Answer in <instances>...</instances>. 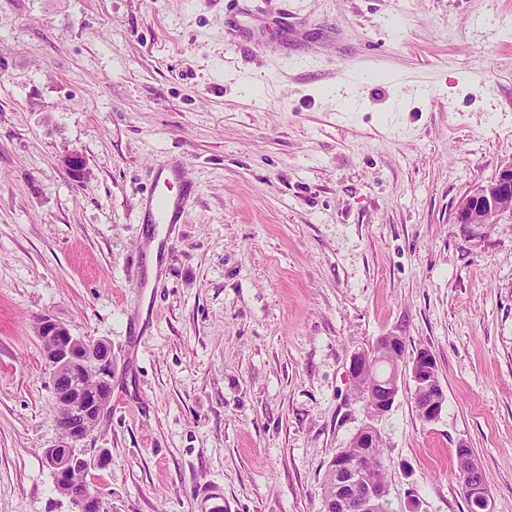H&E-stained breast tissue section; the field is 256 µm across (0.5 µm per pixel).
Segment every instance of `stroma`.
I'll use <instances>...</instances> for the list:
<instances>
[{
    "instance_id": "1",
    "label": "stroma",
    "mask_w": 512,
    "mask_h": 512,
    "mask_svg": "<svg viewBox=\"0 0 512 512\" xmlns=\"http://www.w3.org/2000/svg\"><path fill=\"white\" fill-rule=\"evenodd\" d=\"M511 161L512 0H0V512H71L44 316L112 347L108 512H325L368 423L391 512H470L462 446L512 512V213L456 221ZM390 334L433 353L434 422L407 377L356 401ZM181 177L178 164H159L154 175V190L139 203L144 224H168L165 238L167 232L173 231V224H183L186 219L188 193L186 185H181ZM177 186L179 189L174 192ZM377 344L381 345V352L379 346H375L373 351L357 352L351 356L350 372L358 385L365 381L371 365L384 367L382 377L365 384L363 394H359V400L369 413L373 417H382L392 408L400 389L406 344L402 337L395 335L382 336Z\"/></svg>"
}]
</instances>
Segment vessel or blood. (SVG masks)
I'll return each mask as SVG.
<instances>
[{
  "label": "vessel or blood",
  "instance_id": "vessel-or-blood-1",
  "mask_svg": "<svg viewBox=\"0 0 512 512\" xmlns=\"http://www.w3.org/2000/svg\"><path fill=\"white\" fill-rule=\"evenodd\" d=\"M181 177L179 165L168 162L158 165L154 175V189L139 203L144 223H184L188 194L180 186Z\"/></svg>",
  "mask_w": 512,
  "mask_h": 512
}]
</instances>
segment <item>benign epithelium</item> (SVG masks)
Returning a JSON list of instances; mask_svg holds the SVG:
<instances>
[{"instance_id": "1", "label": "benign epithelium", "mask_w": 512, "mask_h": 512, "mask_svg": "<svg viewBox=\"0 0 512 512\" xmlns=\"http://www.w3.org/2000/svg\"><path fill=\"white\" fill-rule=\"evenodd\" d=\"M64 163L76 179L84 178L85 164L78 151H73ZM512 197V162L499 170L491 181L479 185L467 194L457 209L460 224H489L502 212V200ZM40 333L47 343L46 369L55 398L65 404L68 417L59 424L62 438L45 451L47 466L56 486L68 498L72 512H88L91 504L102 505L101 494L91 483L79 493L70 489L72 476L89 472L98 459L89 456L85 442L109 409L110 397L99 392L102 385L112 382V347L102 339L77 337L69 329L48 316L40 320ZM377 344L380 353L357 352L351 356L350 372L354 381L364 384L359 395L369 413L382 417L392 408L398 395L404 363L405 343L402 337L382 336ZM384 367L378 380L365 383L371 365ZM409 376L414 384V400L422 420L431 423L443 410L445 395L436 373V362L428 350L410 358ZM380 441L376 427L366 424L352 438L355 453L370 457ZM460 467L470 476L465 494L477 512H488L489 494L480 478L478 466L470 459L469 449L460 448ZM334 484L328 493L327 512H380L387 500V491L366 480L360 470L347 461L340 451L333 458Z\"/></svg>"}]
</instances>
